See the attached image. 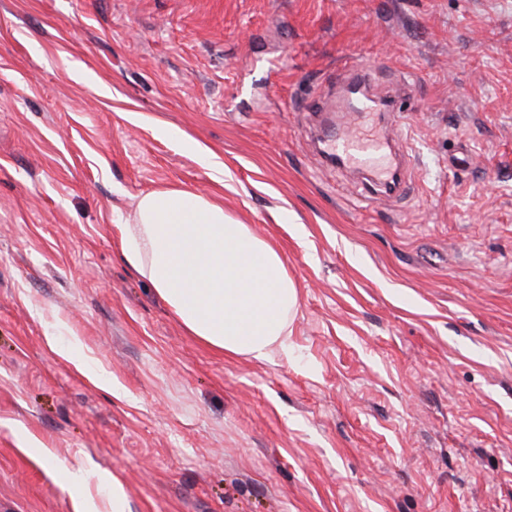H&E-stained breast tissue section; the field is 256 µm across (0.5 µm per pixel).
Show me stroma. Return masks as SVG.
<instances>
[{
  "label": "stroma",
  "instance_id": "1",
  "mask_svg": "<svg viewBox=\"0 0 512 512\" xmlns=\"http://www.w3.org/2000/svg\"><path fill=\"white\" fill-rule=\"evenodd\" d=\"M349 61L410 153L371 205ZM157 188L277 249L284 351L121 258ZM0 512H512V0H0Z\"/></svg>",
  "mask_w": 512,
  "mask_h": 512
}]
</instances>
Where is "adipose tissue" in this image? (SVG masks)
<instances>
[{"label":"adipose tissue","mask_w":512,"mask_h":512,"mask_svg":"<svg viewBox=\"0 0 512 512\" xmlns=\"http://www.w3.org/2000/svg\"><path fill=\"white\" fill-rule=\"evenodd\" d=\"M118 232L122 258L192 335L256 361L285 347L296 284L274 247L223 204L156 189L139 196Z\"/></svg>","instance_id":"obj_1"}]
</instances>
